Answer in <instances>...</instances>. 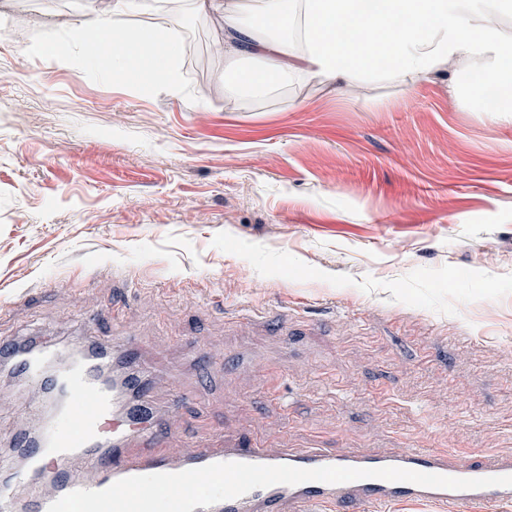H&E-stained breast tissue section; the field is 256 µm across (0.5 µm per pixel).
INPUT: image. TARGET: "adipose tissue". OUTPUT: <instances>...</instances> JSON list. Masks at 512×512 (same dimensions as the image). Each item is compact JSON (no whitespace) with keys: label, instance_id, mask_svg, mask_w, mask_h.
<instances>
[{"label":"adipose tissue","instance_id":"ef3b65f1","mask_svg":"<svg viewBox=\"0 0 512 512\" xmlns=\"http://www.w3.org/2000/svg\"><path fill=\"white\" fill-rule=\"evenodd\" d=\"M183 9L217 19L222 32L224 95L272 98L288 86L317 79L333 90L364 81L404 88L447 75L461 82L468 66L482 70L469 84L481 98L497 86L498 112L512 113V0H171ZM146 0H109L106 13L89 12L73 27L112 38V78L149 90L182 91L178 46L167 36L131 37L117 18L147 10Z\"/></svg>","mask_w":512,"mask_h":512}]
</instances>
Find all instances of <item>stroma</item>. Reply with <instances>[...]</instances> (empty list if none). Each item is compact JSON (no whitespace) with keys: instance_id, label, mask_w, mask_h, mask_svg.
<instances>
[{"instance_id":"35a3bbf8","label":"stroma","mask_w":512,"mask_h":512,"mask_svg":"<svg viewBox=\"0 0 512 512\" xmlns=\"http://www.w3.org/2000/svg\"><path fill=\"white\" fill-rule=\"evenodd\" d=\"M106 2L0 15V350L131 336L140 397L187 455L204 428L295 453L512 454V116L440 78L229 101L219 28L191 13L120 22L178 41V97L71 42L37 51ZM244 305L258 323H232ZM12 366L16 460L42 418Z\"/></svg>"}]
</instances>
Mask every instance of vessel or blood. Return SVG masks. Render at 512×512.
<instances>
[{
    "mask_svg": "<svg viewBox=\"0 0 512 512\" xmlns=\"http://www.w3.org/2000/svg\"><path fill=\"white\" fill-rule=\"evenodd\" d=\"M16 356L30 384L39 388L41 405L59 401L55 416L44 423L27 455V467L12 470L14 485L23 487L28 512H47L49 505L77 489L101 490L137 475L176 473L217 462L354 468L402 467L456 478L512 475V454L486 451L461 455L451 450L414 448L393 455L367 454L355 448H317L299 454L267 447L247 434L225 437L215 445L202 437L195 456H180L170 447L165 423L137 404L113 409L116 397L104 377L103 358H74L59 344L42 340ZM403 500L429 501L461 512L469 502L487 505L512 501V487L451 490L409 482L371 478L340 484L318 481L277 484L218 502L193 512H327L332 506L379 512Z\"/></svg>",
    "mask_w": 512,
    "mask_h": 512,
    "instance_id": "obj_1",
    "label": "vessel or blood"
}]
</instances>
